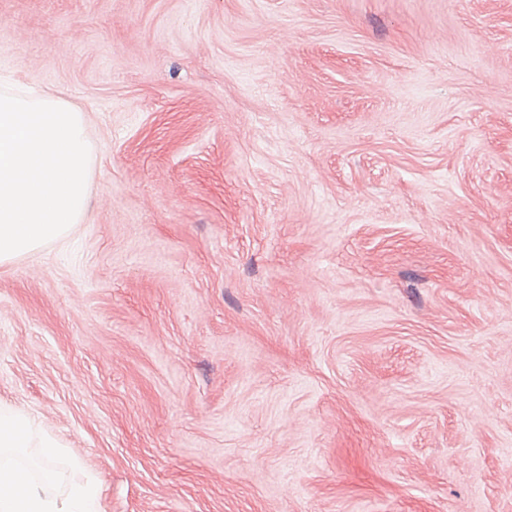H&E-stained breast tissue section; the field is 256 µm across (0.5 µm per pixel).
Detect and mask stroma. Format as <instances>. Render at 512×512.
Returning a JSON list of instances; mask_svg holds the SVG:
<instances>
[{
	"label": "stroma",
	"mask_w": 512,
	"mask_h": 512,
	"mask_svg": "<svg viewBox=\"0 0 512 512\" xmlns=\"http://www.w3.org/2000/svg\"><path fill=\"white\" fill-rule=\"evenodd\" d=\"M88 205L0 265V407L101 512H512V0H0Z\"/></svg>",
	"instance_id": "1"
}]
</instances>
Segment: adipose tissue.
I'll return each mask as SVG.
<instances>
[{
	"label": "adipose tissue",
	"instance_id": "adipose-tissue-1",
	"mask_svg": "<svg viewBox=\"0 0 512 512\" xmlns=\"http://www.w3.org/2000/svg\"><path fill=\"white\" fill-rule=\"evenodd\" d=\"M34 423L16 410L0 409V450L18 451L30 447ZM53 441L44 444L41 480L28 470L0 465V512H100L99 489L94 480L72 484L66 495L54 491L56 475L52 462L59 452Z\"/></svg>",
	"mask_w": 512,
	"mask_h": 512
}]
</instances>
